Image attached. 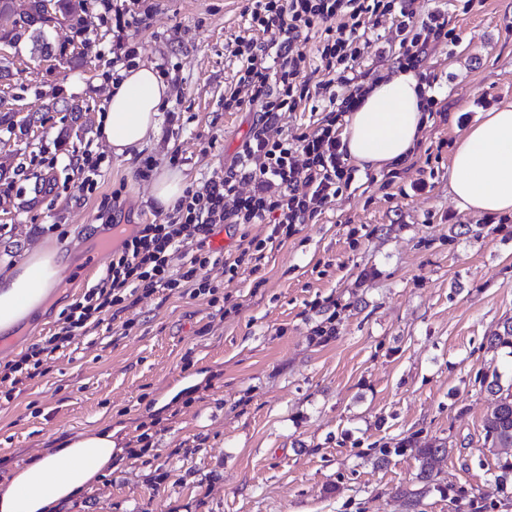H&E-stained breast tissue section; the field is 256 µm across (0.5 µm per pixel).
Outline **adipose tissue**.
Masks as SVG:
<instances>
[{"label":"adipose tissue","mask_w":512,"mask_h":512,"mask_svg":"<svg viewBox=\"0 0 512 512\" xmlns=\"http://www.w3.org/2000/svg\"><path fill=\"white\" fill-rule=\"evenodd\" d=\"M169 85L149 66L123 70L108 90L103 133L114 157L130 158L158 130ZM426 86L416 72L398 70L366 87L347 117L341 141L360 168L402 162L424 126ZM459 206L478 214L512 215V106L486 112L455 144L449 172ZM53 254L37 252L0 277V331L27 320L60 281ZM108 426L58 439L55 448L14 467L0 480V512H55L112 469Z\"/></svg>","instance_id":"adipose-tissue-1"}]
</instances>
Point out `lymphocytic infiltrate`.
<instances>
[{
  "label": "lymphocytic infiltrate",
  "mask_w": 512,
  "mask_h": 512,
  "mask_svg": "<svg viewBox=\"0 0 512 512\" xmlns=\"http://www.w3.org/2000/svg\"><path fill=\"white\" fill-rule=\"evenodd\" d=\"M413 0H245L249 33L237 37L230 52L239 65L236 87L224 98L225 111L249 107L256 114L251 134L218 179L206 180L175 205L162 222L142 224L112 250L98 282L60 315L54 332L5 364L0 385L12 399L19 385L49 371L48 361L70 346L74 337L97 329L105 318L121 319L140 296L157 291L190 293L216 305L218 283L211 275L259 274L266 253L292 237L298 225L320 216L354 179L341 146L338 125L365 91L360 67L378 35L383 18H391L398 37L399 66L421 70L430 48L454 39L442 12L418 20ZM268 32L277 40H265ZM316 40L315 57L300 42ZM314 69L316 82L301 80ZM311 103L323 118L310 132L287 136L278 127L282 113ZM223 224H264V237L241 239L233 257L217 260L206 243ZM182 263H175V256Z\"/></svg>",
  "instance_id": "lymphocytic-infiltrate-1"
}]
</instances>
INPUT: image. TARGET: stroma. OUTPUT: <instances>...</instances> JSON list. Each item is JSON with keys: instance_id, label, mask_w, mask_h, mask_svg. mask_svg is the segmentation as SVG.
Masks as SVG:
<instances>
[{"instance_id": "obj_1", "label": "stroma", "mask_w": 512, "mask_h": 512, "mask_svg": "<svg viewBox=\"0 0 512 512\" xmlns=\"http://www.w3.org/2000/svg\"><path fill=\"white\" fill-rule=\"evenodd\" d=\"M242 0H86L83 29L45 26L49 51L29 38L0 43V271L37 249L73 274L28 322L0 335L6 362L54 330L94 285L87 252L111 249L106 226L151 224L163 170L189 189L222 175L255 115L228 112L239 65L227 45L246 35ZM418 18L448 14L455 43L425 71L442 111L428 116L401 164L356 169L347 190L274 247L260 275L225 283L236 310L156 293L122 333L105 321L54 354L47 375L0 400V476L54 448L59 431L107 424L111 472L59 512H409L418 463L401 442L445 445L440 490L416 512H512L495 482L496 449L483 422L512 387V353L487 339L512 322V215L459 208L449 189L455 142L485 112L512 105V0H414ZM149 11L115 29L116 11ZM169 84L159 130L132 158L115 159L101 131L111 80L129 62ZM101 158L95 189L81 185L83 151ZM332 325L326 337L316 330ZM149 434L142 447L141 434Z\"/></svg>"}]
</instances>
